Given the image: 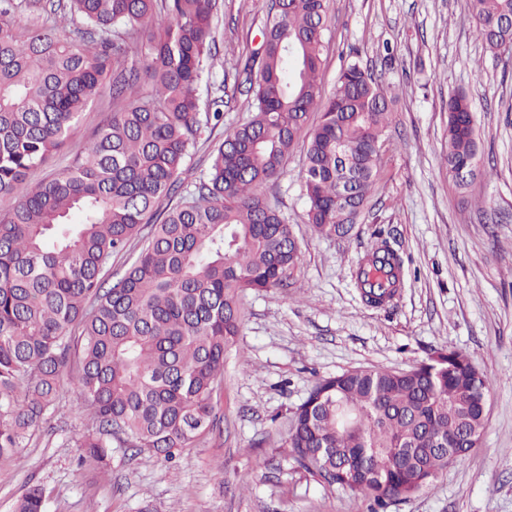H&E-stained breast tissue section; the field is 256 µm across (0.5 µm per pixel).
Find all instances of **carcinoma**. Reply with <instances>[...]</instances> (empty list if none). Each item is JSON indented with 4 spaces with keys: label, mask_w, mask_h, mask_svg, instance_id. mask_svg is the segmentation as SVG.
<instances>
[{
    "label": "carcinoma",
    "mask_w": 512,
    "mask_h": 512,
    "mask_svg": "<svg viewBox=\"0 0 512 512\" xmlns=\"http://www.w3.org/2000/svg\"><path fill=\"white\" fill-rule=\"evenodd\" d=\"M94 29L83 46L0 10V457L35 435L59 406L66 375L87 423L73 433L84 460L112 440L166 458L217 428L214 393L239 336L240 297L288 287L303 254L265 196L304 143L307 223L342 238L381 179L393 98L355 57L323 95L328 0H278L261 51L240 60L251 117L225 135L206 176L185 161L202 123L220 122L224 97L201 103L217 60L219 0H67ZM168 21L159 23L158 9ZM473 34L512 61V0H471ZM112 117L61 175L33 188L43 166L103 93ZM469 94L448 98L443 165L457 189L479 168ZM127 256L120 272L112 258ZM403 263L386 240L359 262L365 304L393 299ZM461 351L435 352L405 372L358 368L318 380L292 412L286 447L328 486L372 512L409 499L463 463L461 429L483 433L487 377ZM14 512H45L33 485Z\"/></svg>",
    "instance_id": "carcinoma-1"
}]
</instances>
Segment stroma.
Wrapping results in <instances>:
<instances>
[{
  "label": "stroma",
  "instance_id": "35a3bbf8",
  "mask_svg": "<svg viewBox=\"0 0 512 512\" xmlns=\"http://www.w3.org/2000/svg\"><path fill=\"white\" fill-rule=\"evenodd\" d=\"M223 3L220 60L199 93L226 86L224 119L197 137L187 160L196 177L226 131L251 115L234 89L235 68L258 48L272 0ZM329 15L324 92L355 56L397 99L370 209L347 237L316 235L306 222L303 150L295 148L267 195L291 225L303 263L289 287L241 297V332L214 394L220 432L172 463L116 443L106 468L82 464L68 443L82 422L79 398L63 384L33 441L0 457V512H13L32 485L43 488L46 512H370L369 502L325 486L288 457V420L320 378L404 371L448 347L468 354L492 383L481 442L388 512H512V63L475 40L469 0H330ZM460 90L472 99L480 163L491 171L464 192L441 164L448 95ZM111 115V98L101 97L31 184L64 172ZM379 229L403 259L402 286L373 308L352 274Z\"/></svg>",
  "mask_w": 512,
  "mask_h": 512
}]
</instances>
